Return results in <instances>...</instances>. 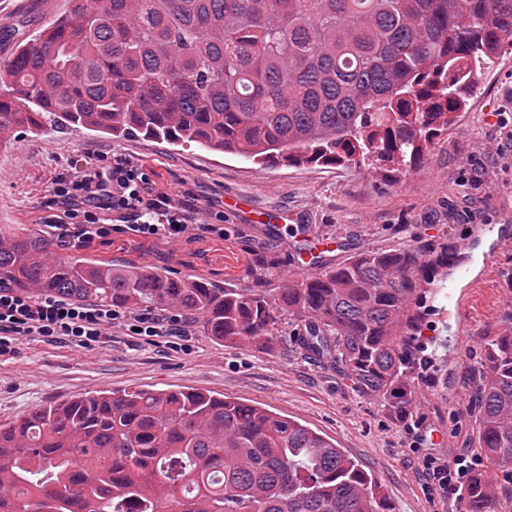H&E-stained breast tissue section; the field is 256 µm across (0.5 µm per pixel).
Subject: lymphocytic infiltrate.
<instances>
[{
  "instance_id": "obj_1",
  "label": "lymphocytic infiltrate",
  "mask_w": 512,
  "mask_h": 512,
  "mask_svg": "<svg viewBox=\"0 0 512 512\" xmlns=\"http://www.w3.org/2000/svg\"><path fill=\"white\" fill-rule=\"evenodd\" d=\"M43 222L62 243L85 246L111 242L113 234L177 240L193 229L223 235V213L202 214L196 207L162 190L151 171L125 158L89 151L74 173L57 174L44 203ZM138 331L146 342L165 338L173 351H189L191 323L176 312H120L98 303L73 302L54 296H31L0 286V360L13 357L22 339H64L91 349L111 336L113 328ZM422 466L430 496L446 501L448 512H460V490L473 467L457 453L437 462L424 455Z\"/></svg>"
}]
</instances>
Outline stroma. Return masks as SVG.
Segmentation results:
<instances>
[{
  "label": "stroma",
  "mask_w": 512,
  "mask_h": 512,
  "mask_svg": "<svg viewBox=\"0 0 512 512\" xmlns=\"http://www.w3.org/2000/svg\"><path fill=\"white\" fill-rule=\"evenodd\" d=\"M67 2L0 0V65ZM469 104L458 128L436 138L424 160L406 171L366 164L265 168L193 143L117 139L48 121L0 144V227L41 229L52 177L87 151L102 149L152 169L159 188L197 207L220 211L226 195L239 194L257 207L293 213L312 235L348 240L347 248L325 254L326 268L365 249L398 246L460 262L458 242L469 226L500 223L504 207L512 208V146L501 144L495 118L512 114V47L479 73ZM300 250L295 237L240 220L225 225L220 238L200 231L175 242L116 234L80 253L112 264H152L226 288L250 286L261 273L265 287L273 288L297 276ZM447 303L442 294L423 300V326L412 350L414 400L402 420L379 400L352 391L334 359L306 354L292 318L281 317L273 349L261 350L212 339L195 314L186 353L119 328L92 350L63 340H23L14 358L0 362V422L102 391L207 390L296 419L331 439L371 474L392 512H442V502L426 491L420 460L430 449L420 436L429 428L443 435L441 446L430 450L441 459L475 446L483 342L512 331V244L496 254L489 278L473 293V331L462 343L453 339V319L440 313Z\"/></svg>",
  "instance_id": "obj_1"
}]
</instances>
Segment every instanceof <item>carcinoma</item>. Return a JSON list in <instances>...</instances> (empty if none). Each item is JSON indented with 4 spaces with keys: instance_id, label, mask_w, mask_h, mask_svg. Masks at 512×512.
<instances>
[{
    "instance_id": "1",
    "label": "carcinoma",
    "mask_w": 512,
    "mask_h": 512,
    "mask_svg": "<svg viewBox=\"0 0 512 512\" xmlns=\"http://www.w3.org/2000/svg\"><path fill=\"white\" fill-rule=\"evenodd\" d=\"M512 46V0H69L17 46L0 142L50 119L115 138L195 143L261 166L410 168L468 111L472 79ZM366 250L275 288H219L148 265L60 255L0 233V285L112 307L194 311L207 335L271 349L278 315L305 325L359 394L411 404L410 345L429 267ZM479 456L512 465V335L484 344ZM89 457L83 474L74 461ZM498 489L476 470L466 512ZM391 512L372 476L300 422L186 389L97 393L0 424V512Z\"/></svg>"
}]
</instances>
